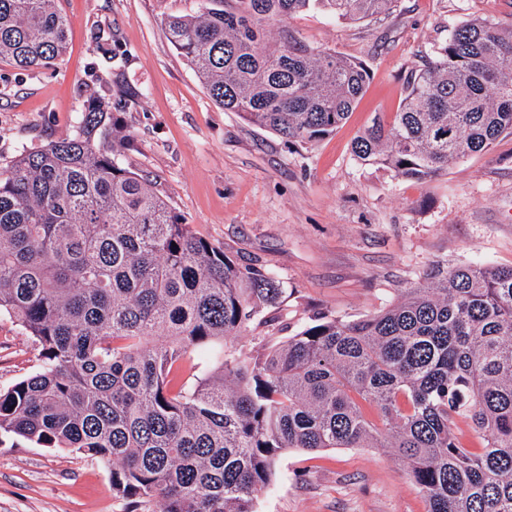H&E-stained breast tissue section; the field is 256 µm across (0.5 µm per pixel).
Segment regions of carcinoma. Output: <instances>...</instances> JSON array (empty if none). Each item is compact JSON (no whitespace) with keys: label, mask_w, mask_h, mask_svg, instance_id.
Returning <instances> with one entry per match:
<instances>
[{"label":"carcinoma","mask_w":512,"mask_h":512,"mask_svg":"<svg viewBox=\"0 0 512 512\" xmlns=\"http://www.w3.org/2000/svg\"><path fill=\"white\" fill-rule=\"evenodd\" d=\"M398 0H197L164 21L214 103L289 143L349 119L370 80L285 21L358 23ZM56 0H0V61L56 64ZM512 135V29L472 18L354 139L364 165L424 181ZM119 113L97 97L71 133L0 171V314L41 366L0 392V437L112 465V494L159 512H254L286 448H393L427 512H512V267H437L383 311L318 314L264 354L226 348L284 289L193 232L123 167ZM214 355L188 383L186 364ZM469 422L476 441L455 431Z\"/></svg>","instance_id":"carcinoma-1"}]
</instances>
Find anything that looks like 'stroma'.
<instances>
[{
  "mask_svg": "<svg viewBox=\"0 0 512 512\" xmlns=\"http://www.w3.org/2000/svg\"><path fill=\"white\" fill-rule=\"evenodd\" d=\"M68 49L50 69L0 62V168L68 134L112 85L125 100L123 165L148 177L191 224L284 290L273 330L236 340L272 346L326 312L347 321L395 303L436 265L512 266V136L427 182L358 162L351 144L377 112L396 111L406 79L461 22L512 26V0H400L389 15L343 23L318 12L287 26L311 46L362 60L370 84L348 121L319 143L291 144L209 97L163 20L196 0H58ZM41 364L31 336L0 315V389ZM256 512H427L389 448L283 450ZM0 512H127L112 469L69 448L0 443Z\"/></svg>",
  "mask_w": 512,
  "mask_h": 512,
  "instance_id": "1",
  "label": "stroma"
}]
</instances>
